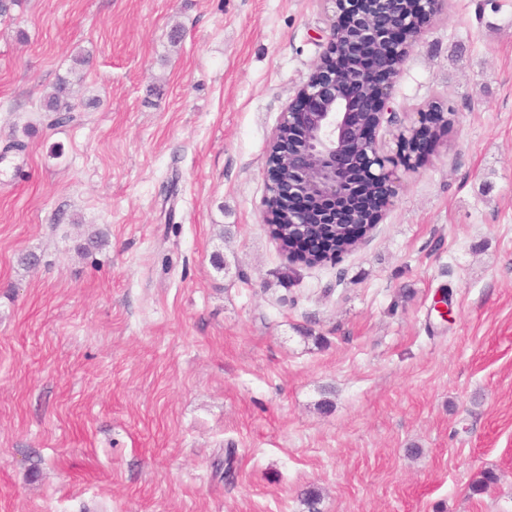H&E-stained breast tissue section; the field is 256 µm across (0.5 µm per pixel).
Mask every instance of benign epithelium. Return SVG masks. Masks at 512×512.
<instances>
[{"label": "benign epithelium", "instance_id": "obj_1", "mask_svg": "<svg viewBox=\"0 0 512 512\" xmlns=\"http://www.w3.org/2000/svg\"><path fill=\"white\" fill-rule=\"evenodd\" d=\"M333 18L322 54L273 128L267 148L263 223L286 238L290 261L323 254L324 224L355 245L382 219L396 195L398 168H414L436 151L435 134L457 113L430 107L396 135L385 152L379 130L400 66L444 0H331ZM284 219L270 223L273 214Z\"/></svg>", "mask_w": 512, "mask_h": 512}]
</instances>
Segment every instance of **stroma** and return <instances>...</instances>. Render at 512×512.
<instances>
[{"mask_svg": "<svg viewBox=\"0 0 512 512\" xmlns=\"http://www.w3.org/2000/svg\"><path fill=\"white\" fill-rule=\"evenodd\" d=\"M331 15L0 18V512H512V0H446L380 134L435 101L456 123L358 248L307 266L262 222L267 144ZM70 82L65 78H59L53 93L44 102L43 110L48 112L51 124L59 125L69 122L73 116L74 105L70 101Z\"/></svg>", "mask_w": 512, "mask_h": 512, "instance_id": "obj_1", "label": "stroma"}]
</instances>
